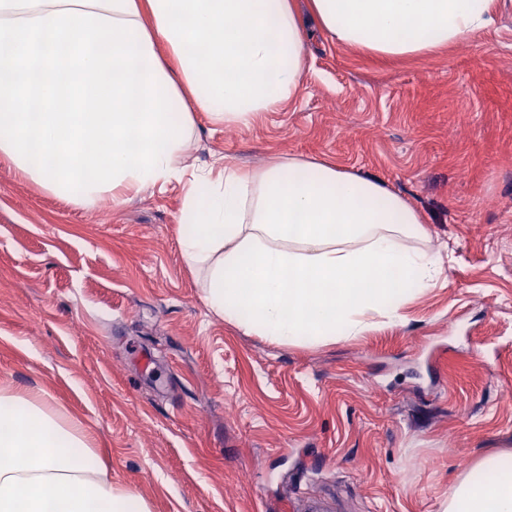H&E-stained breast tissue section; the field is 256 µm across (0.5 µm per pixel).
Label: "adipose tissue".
Masks as SVG:
<instances>
[{"instance_id":"1","label":"adipose tissue","mask_w":512,"mask_h":512,"mask_svg":"<svg viewBox=\"0 0 512 512\" xmlns=\"http://www.w3.org/2000/svg\"><path fill=\"white\" fill-rule=\"evenodd\" d=\"M496 0H0V161L89 207L181 187L180 248L210 311L278 345L394 324L450 255L382 181L275 156L245 172L188 146L196 113L248 125L304 89L303 18L336 44L423 56L494 22ZM0 512H151L80 423L0 388ZM440 512H512V449L486 453Z\"/></svg>"}]
</instances>
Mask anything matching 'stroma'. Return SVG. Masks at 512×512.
<instances>
[{"mask_svg": "<svg viewBox=\"0 0 512 512\" xmlns=\"http://www.w3.org/2000/svg\"><path fill=\"white\" fill-rule=\"evenodd\" d=\"M304 90L191 152L327 159L381 180L454 261L404 320L279 346L224 323L182 260L178 187L80 207L0 162V385L90 432L152 512H439L465 462L512 448V0L426 58L304 21Z\"/></svg>", "mask_w": 512, "mask_h": 512, "instance_id": "35a3bbf8", "label": "stroma"}]
</instances>
